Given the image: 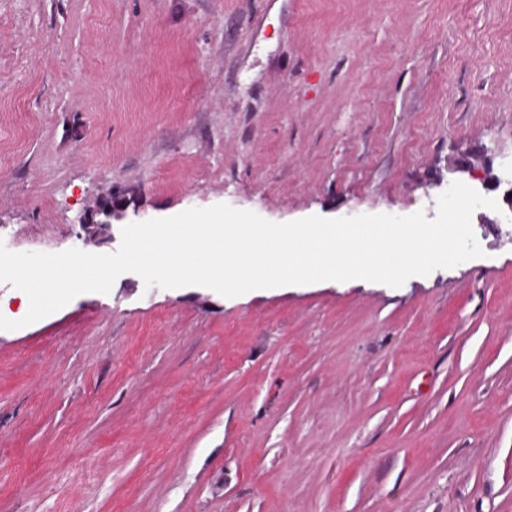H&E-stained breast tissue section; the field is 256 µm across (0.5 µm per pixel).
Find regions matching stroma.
Instances as JSON below:
<instances>
[{
    "label": "stroma",
    "mask_w": 512,
    "mask_h": 512,
    "mask_svg": "<svg viewBox=\"0 0 512 512\" xmlns=\"http://www.w3.org/2000/svg\"><path fill=\"white\" fill-rule=\"evenodd\" d=\"M478 157L476 176L450 162ZM512 0H0V241L219 203L435 218L393 288H145L0 330V512H512Z\"/></svg>",
    "instance_id": "1"
}]
</instances>
